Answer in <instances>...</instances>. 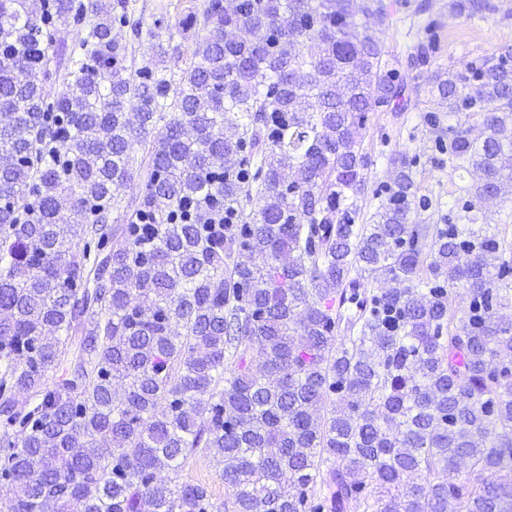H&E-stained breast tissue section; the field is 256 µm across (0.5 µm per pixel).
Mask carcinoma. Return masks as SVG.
I'll list each match as a JSON object with an SVG mask.
<instances>
[{"label":"carcinoma","mask_w":512,"mask_h":512,"mask_svg":"<svg viewBox=\"0 0 512 512\" xmlns=\"http://www.w3.org/2000/svg\"><path fill=\"white\" fill-rule=\"evenodd\" d=\"M119 7L0 0V512H219L158 479L199 451L224 512H512V226L474 214L512 183V47L438 85L483 138L427 116L482 172L466 223H409L401 153L360 224L369 112L404 109L382 0H209L177 78L132 71ZM90 15L50 100L48 27Z\"/></svg>","instance_id":"1"}]
</instances>
